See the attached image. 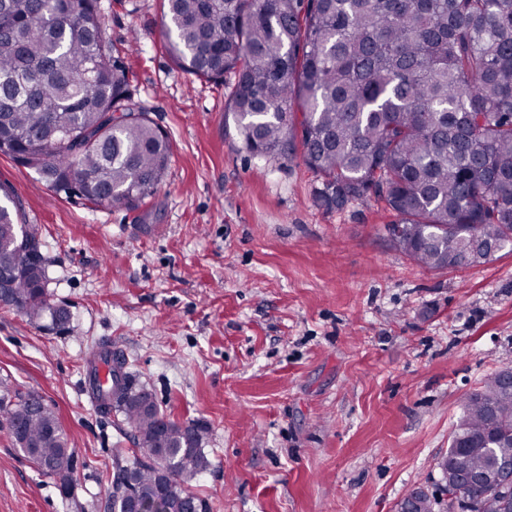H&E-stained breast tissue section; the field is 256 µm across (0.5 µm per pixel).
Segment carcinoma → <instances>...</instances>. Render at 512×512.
<instances>
[{"label": "carcinoma", "mask_w": 512, "mask_h": 512, "mask_svg": "<svg viewBox=\"0 0 512 512\" xmlns=\"http://www.w3.org/2000/svg\"><path fill=\"white\" fill-rule=\"evenodd\" d=\"M168 52L183 70L232 80L229 108L243 147L286 158L300 141L318 175L317 202L375 197L403 233L393 247L428 270L462 268L512 251V0H165ZM129 70L104 37L98 0H0V153L47 188L96 207L152 197L171 158L165 133L135 108ZM85 136L61 143L53 133ZM0 304L65 328L47 291L37 230L19 223L0 185ZM123 369L99 380V364ZM502 370L461 398L437 462L448 500L423 489L397 512H512V387ZM98 410L122 417L141 456L117 449L112 489L168 512H211L189 485L208 466L207 429L129 401L145 389L126 357L103 345L89 359ZM33 393L0 398V424L47 478L72 474L54 411ZM162 449V455L150 452Z\"/></svg>", "instance_id": "carcinoma-1"}]
</instances>
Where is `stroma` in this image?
<instances>
[{
  "label": "stroma",
  "mask_w": 512,
  "mask_h": 512,
  "mask_svg": "<svg viewBox=\"0 0 512 512\" xmlns=\"http://www.w3.org/2000/svg\"><path fill=\"white\" fill-rule=\"evenodd\" d=\"M99 6L172 157L147 203L109 209L0 155L70 314L59 331L0 305V395L41 396L77 459L61 489L0 428V512H107L112 450L132 440L85 394L102 343L175 421L207 425L192 490L213 512H396L439 482L462 394L512 369V252L416 266L383 203L324 209L301 157L242 149L226 86L168 55L162 0Z\"/></svg>",
  "instance_id": "stroma-1"
}]
</instances>
